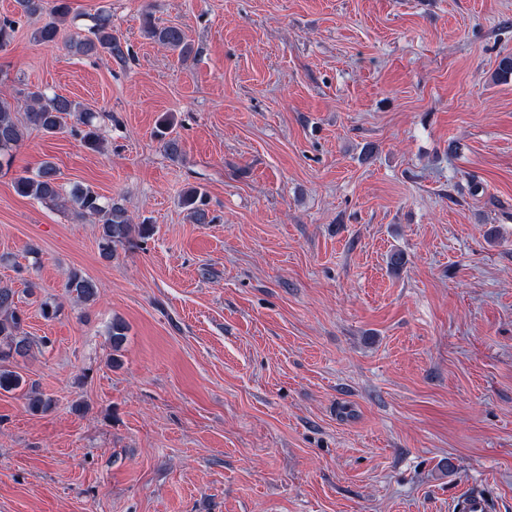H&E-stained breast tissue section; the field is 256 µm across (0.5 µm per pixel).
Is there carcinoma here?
I'll list each match as a JSON object with an SVG mask.
<instances>
[{"label": "carcinoma", "instance_id": "cac0c4a2", "mask_svg": "<svg viewBox=\"0 0 512 512\" xmlns=\"http://www.w3.org/2000/svg\"><path fill=\"white\" fill-rule=\"evenodd\" d=\"M21 10L27 15L46 12L51 21L38 31L40 42L50 44L58 36L57 22L70 13L69 0H18ZM149 37L174 51L185 55L190 51L183 30L178 26L147 28ZM70 47L88 53H106L118 63L126 62L128 50L112 35V17H98L88 35L74 39ZM74 119V132L81 137L83 145L90 149L100 148L101 132L94 123L95 116L81 110L80 106L59 95L49 96L42 89L29 90L23 99L10 101L0 97V167L12 162L11 151L23 141L29 129L55 133L62 129V116ZM16 192L41 202L60 203L73 209L79 216L87 217L100 225L101 251L105 258L112 257L117 248L133 247L136 237H145L148 226L131 224L125 208L115 200L104 201L94 192L74 187L64 188L59 181L57 168L50 162L43 163L33 175H20L14 181ZM182 204L197 224L210 222L205 194L197 187L186 190ZM66 294L76 302H90L96 297L92 279L79 270L70 272ZM26 315L18 306L16 291L8 285L0 286V392L22 390L28 407L33 411H44L51 407V399L26 385V380L11 365L17 358L28 355L33 340L25 331Z\"/></svg>", "mask_w": 512, "mask_h": 512}]
</instances>
